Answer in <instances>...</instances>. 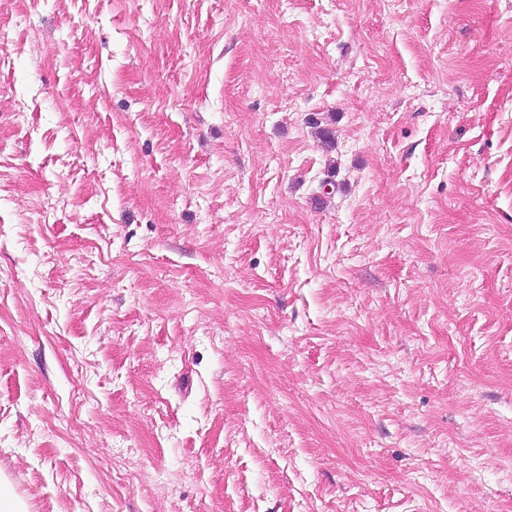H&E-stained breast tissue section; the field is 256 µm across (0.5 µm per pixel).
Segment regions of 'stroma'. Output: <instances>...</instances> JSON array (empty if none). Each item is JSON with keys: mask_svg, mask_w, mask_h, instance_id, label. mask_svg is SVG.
Wrapping results in <instances>:
<instances>
[{"mask_svg": "<svg viewBox=\"0 0 512 512\" xmlns=\"http://www.w3.org/2000/svg\"><path fill=\"white\" fill-rule=\"evenodd\" d=\"M0 485L512 512V0H0Z\"/></svg>", "mask_w": 512, "mask_h": 512, "instance_id": "35a3bbf8", "label": "stroma"}]
</instances>
